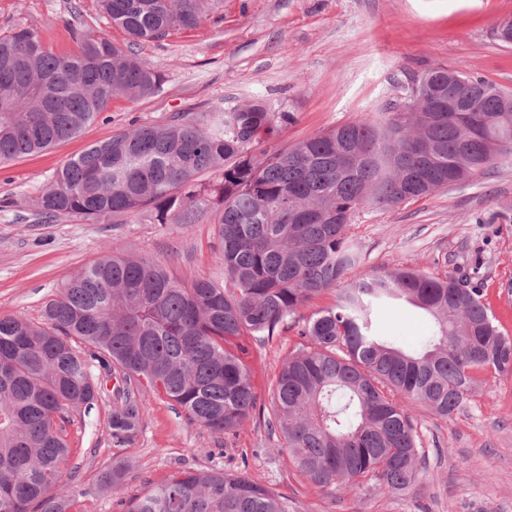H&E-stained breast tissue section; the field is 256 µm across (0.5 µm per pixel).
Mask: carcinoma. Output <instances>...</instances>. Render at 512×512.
<instances>
[{"label":"carcinoma","instance_id":"1","mask_svg":"<svg viewBox=\"0 0 512 512\" xmlns=\"http://www.w3.org/2000/svg\"><path fill=\"white\" fill-rule=\"evenodd\" d=\"M134 40L194 29L214 0H98ZM73 54L32 29L0 35V163L71 139L117 95L146 98L161 70L104 37ZM396 101L287 147L254 154L291 120L265 101L179 112L163 125L119 130L68 160L34 200L47 221L199 224L213 218L224 278L183 285L165 267L106 255L59 289L43 319L0 317V512H69L59 489L71 448L65 424L90 410L101 384L89 360L122 373L109 420L131 443L153 393L196 424L230 434L257 408L244 341L296 330L267 423L317 491L414 489L423 457L409 409L448 418L475 374L512 376L502 333L471 277L414 268L361 270L353 230L364 208H392L469 182L512 159V90L433 64L397 84ZM210 171L221 178L207 181ZM339 288L308 318L298 309ZM403 300L432 334L416 347L377 335L379 310ZM89 349L90 358L77 347ZM113 463L99 487L125 489ZM127 512H288L283 497L238 472L182 470Z\"/></svg>","mask_w":512,"mask_h":512}]
</instances>
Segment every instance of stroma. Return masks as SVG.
<instances>
[{
	"label": "stroma",
	"mask_w": 512,
	"mask_h": 512,
	"mask_svg": "<svg viewBox=\"0 0 512 512\" xmlns=\"http://www.w3.org/2000/svg\"><path fill=\"white\" fill-rule=\"evenodd\" d=\"M509 16L512 0H217L199 27L133 43L100 16L96 0H0V35L31 28L53 51L72 52L75 27L165 76L153 96L115 97L78 136L0 165V315L39 321L63 282L108 253L137 255L187 282L223 277L211 224L42 220L35 197L88 144L166 123L178 112L262 100L292 115L258 144L262 151L281 148L381 111L395 100L398 80L431 64L512 89V46L493 33ZM354 237L368 270L474 276L500 330L512 337V162L427 198L363 210ZM378 321L383 335L408 345L430 333L428 319L401 303ZM297 341L289 331L249 343L259 404L268 403V384ZM101 382L93 409L74 413L67 427L74 469L62 482L71 512H126L131 496L184 469L244 473L284 497L288 512H512V377L494 384L478 377L467 404L445 419L414 407L426 466L415 490L396 494L317 492L261 414L232 434L215 435L148 393L134 442L113 446L116 381L106 375ZM119 459L129 469L125 493L116 496L98 479Z\"/></svg>",
	"instance_id": "35a3bbf8"
}]
</instances>
